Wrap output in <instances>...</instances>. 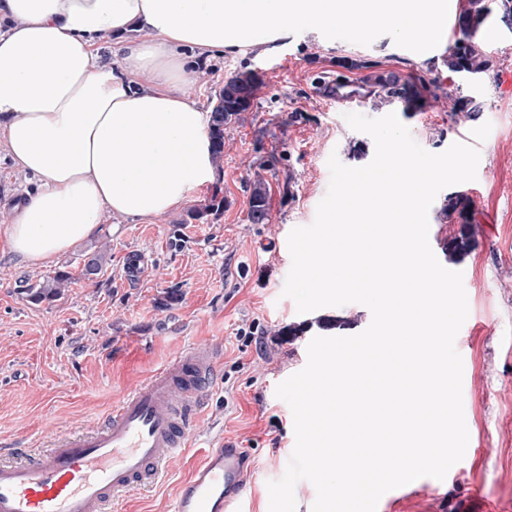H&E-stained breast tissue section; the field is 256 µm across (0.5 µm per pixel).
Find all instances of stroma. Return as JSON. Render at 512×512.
Returning <instances> with one entry per match:
<instances>
[{"mask_svg":"<svg viewBox=\"0 0 512 512\" xmlns=\"http://www.w3.org/2000/svg\"><path fill=\"white\" fill-rule=\"evenodd\" d=\"M477 39L490 69L470 78L448 71L445 49L422 63L404 43L379 33L328 47L304 28L290 30L266 54L240 52L210 60L192 88L211 108L231 74L250 71L258 89L248 112L224 128L221 175L183 208L151 222L112 219L113 230L60 257L30 267L0 240V449L53 447L59 436L97 429L129 389L193 344L218 346L221 358L190 439L191 453L171 459L160 484L115 498L110 512H171L193 450L223 442L245 449L253 469L246 512H269L267 483L283 476L294 450L293 415L279 399V383L302 370L316 336H351L371 320L350 303L298 313L283 288L292 259L287 233L310 225L324 198L337 155L362 167L373 139L353 130L348 112L371 118L397 114L414 140L432 153L459 139L477 146L476 180L441 190L429 210V243L438 261L463 274L468 316L455 339L463 361V410L470 444L448 481L423 477L385 493L376 512H512V94L495 82L512 71V16L502 0ZM399 73L424 79L439 100L403 111L371 95L370 79ZM351 85L336 102L320 80ZM465 97L478 112L461 120L449 100ZM267 187L269 221L248 219L255 181ZM470 205L449 219L448 199ZM192 209L203 210L198 220ZM472 238L459 260L448 242L460 229ZM110 243L111 260L96 281L80 279L84 254ZM141 253L137 278H128L129 253ZM68 270L77 280L51 303L35 304L21 289Z\"/></svg>","mask_w":512,"mask_h":512,"instance_id":"35a3bbf8","label":"stroma"}]
</instances>
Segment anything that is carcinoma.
<instances>
[{
  "label": "carcinoma",
  "mask_w": 512,
  "mask_h": 512,
  "mask_svg": "<svg viewBox=\"0 0 512 512\" xmlns=\"http://www.w3.org/2000/svg\"><path fill=\"white\" fill-rule=\"evenodd\" d=\"M490 9L486 0H464L458 20L459 35L448 45L445 63L451 73L464 76L480 75L490 68V60L484 49L475 39L478 27L484 22ZM257 85L254 75L238 72L224 81V87L216 95L211 110L210 134L216 161L224 158V126L237 116L249 110L256 95ZM438 97L426 84H408L401 77L389 73L378 74L372 79L370 94L382 102L391 103L398 99L405 103V109H414L424 98V94ZM249 220L253 224H266L269 221L267 188L264 182L254 184L250 196ZM471 235L462 230L452 239L450 254L462 257L471 248ZM110 260L106 249H97L84 255V268L80 277L92 281L101 274ZM73 276L67 270H59L41 282L29 283L22 293L32 303L51 302L62 294V290L72 284Z\"/></svg>",
  "instance_id": "1"
}]
</instances>
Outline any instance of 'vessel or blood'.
Wrapping results in <instances>:
<instances>
[{
  "label": "vessel or blood",
  "mask_w": 512,
  "mask_h": 512,
  "mask_svg": "<svg viewBox=\"0 0 512 512\" xmlns=\"http://www.w3.org/2000/svg\"><path fill=\"white\" fill-rule=\"evenodd\" d=\"M219 356L210 346H190L127 391L100 430L40 453L9 449L0 459V512H109L115 496L156 484L169 460L187 450ZM245 463L241 449H203L172 512H243Z\"/></svg>",
  "instance_id": "1"
}]
</instances>
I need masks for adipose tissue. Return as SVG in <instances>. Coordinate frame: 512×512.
<instances>
[{
	"label": "adipose tissue",
	"mask_w": 512,
	"mask_h": 512,
	"mask_svg": "<svg viewBox=\"0 0 512 512\" xmlns=\"http://www.w3.org/2000/svg\"><path fill=\"white\" fill-rule=\"evenodd\" d=\"M459 0H0V148L34 191L0 237L35 266L108 217L151 221L214 183L211 115L192 93L227 50L268 52L290 29L322 43L370 28L444 44ZM112 42L114 60L101 55Z\"/></svg>",
	"instance_id": "ef3b65f1"
}]
</instances>
